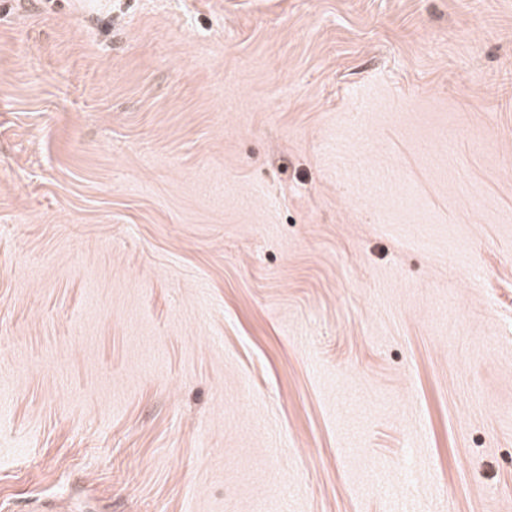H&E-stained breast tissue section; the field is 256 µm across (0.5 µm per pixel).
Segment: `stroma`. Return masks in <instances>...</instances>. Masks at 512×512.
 <instances>
[{
  "label": "stroma",
  "mask_w": 512,
  "mask_h": 512,
  "mask_svg": "<svg viewBox=\"0 0 512 512\" xmlns=\"http://www.w3.org/2000/svg\"><path fill=\"white\" fill-rule=\"evenodd\" d=\"M0 388V512H512V0H0Z\"/></svg>",
  "instance_id": "35a3bbf8"
}]
</instances>
